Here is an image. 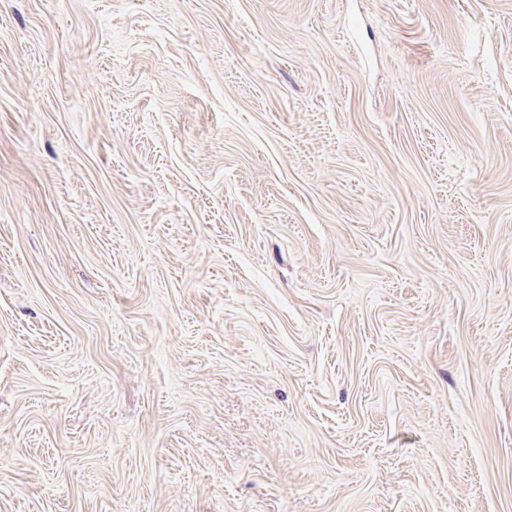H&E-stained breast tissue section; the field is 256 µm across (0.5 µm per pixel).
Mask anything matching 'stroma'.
<instances>
[{"label":"stroma","mask_w":512,"mask_h":512,"mask_svg":"<svg viewBox=\"0 0 512 512\" xmlns=\"http://www.w3.org/2000/svg\"><path fill=\"white\" fill-rule=\"evenodd\" d=\"M0 512H512V0H0Z\"/></svg>","instance_id":"35a3bbf8"}]
</instances>
